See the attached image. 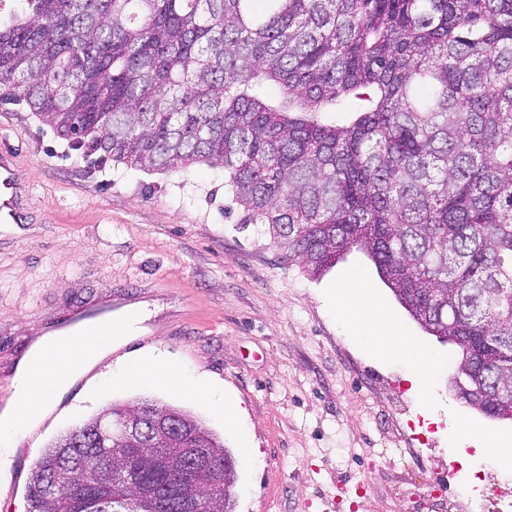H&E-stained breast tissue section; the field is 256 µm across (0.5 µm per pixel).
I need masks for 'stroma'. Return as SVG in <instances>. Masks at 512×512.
<instances>
[{"label": "stroma", "mask_w": 512, "mask_h": 512, "mask_svg": "<svg viewBox=\"0 0 512 512\" xmlns=\"http://www.w3.org/2000/svg\"><path fill=\"white\" fill-rule=\"evenodd\" d=\"M1 142L16 152L30 221L0 223V382H13L34 341L63 323L135 303L146 319L142 334L112 348L0 449L9 470L0 512H26L32 466L56 438L141 398L190 411L223 440L236 512H448L481 461L454 435V416L512 435L511 420L456 397L458 348L399 307L366 252L351 248L310 276L261 225L240 223L223 169L100 163L22 102H0ZM354 269L439 357L427 401L406 365L365 352L329 310L327 288ZM148 352L175 363L186 383L219 386L240 409L248 446L206 400L113 383L119 366ZM433 456L457 470L440 495L430 492L435 475L418 466Z\"/></svg>", "instance_id": "stroma-1"}]
</instances>
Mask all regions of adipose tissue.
I'll use <instances>...</instances> for the list:
<instances>
[{
	"label": "adipose tissue",
	"instance_id": "1",
	"mask_svg": "<svg viewBox=\"0 0 512 512\" xmlns=\"http://www.w3.org/2000/svg\"><path fill=\"white\" fill-rule=\"evenodd\" d=\"M334 310L352 331L361 346L383 360L405 362L413 391L425 396L430 385L436 356L410 336L405 335L396 317L387 309L365 275L349 272L335 290ZM142 313L134 309L119 317L115 325L100 323L46 335L30 348L16 375L17 392L25 404H10L0 412V445H7L17 434L35 422L33 405H48L71 378L101 362L109 345L134 335ZM128 385H163L176 392L196 396L209 395L208 387L185 386L178 369L154 357L128 363L121 372Z\"/></svg>",
	"mask_w": 512,
	"mask_h": 512
}]
</instances>
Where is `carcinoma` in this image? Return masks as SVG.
<instances>
[{"label": "carcinoma", "mask_w": 512, "mask_h": 512, "mask_svg": "<svg viewBox=\"0 0 512 512\" xmlns=\"http://www.w3.org/2000/svg\"><path fill=\"white\" fill-rule=\"evenodd\" d=\"M0 85L79 151L147 170L224 169L242 224L313 276L363 249L456 375L512 405V0H19ZM281 88L276 101L265 86ZM362 102L347 127L321 112ZM114 404L44 450L27 512H113ZM198 512H233L236 471ZM179 477L156 482L167 512Z\"/></svg>", "instance_id": "carcinoma-1"}]
</instances>
